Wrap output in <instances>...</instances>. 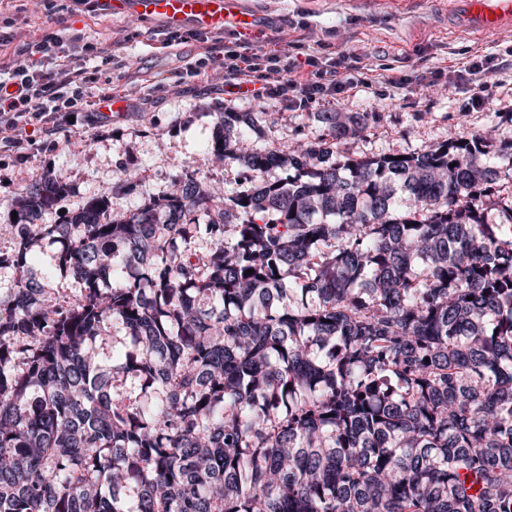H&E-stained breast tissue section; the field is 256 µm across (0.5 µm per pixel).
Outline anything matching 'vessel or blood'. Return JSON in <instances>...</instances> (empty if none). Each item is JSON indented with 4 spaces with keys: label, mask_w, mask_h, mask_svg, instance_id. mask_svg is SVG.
<instances>
[{
    "label": "vessel or blood",
    "mask_w": 512,
    "mask_h": 512,
    "mask_svg": "<svg viewBox=\"0 0 512 512\" xmlns=\"http://www.w3.org/2000/svg\"><path fill=\"white\" fill-rule=\"evenodd\" d=\"M112 8H127L146 19L196 30L220 29L229 22L244 32L259 26L258 18L241 10L236 0H112ZM452 22L462 30L494 32L512 24V0H458Z\"/></svg>",
    "instance_id": "b4317fda"
}]
</instances>
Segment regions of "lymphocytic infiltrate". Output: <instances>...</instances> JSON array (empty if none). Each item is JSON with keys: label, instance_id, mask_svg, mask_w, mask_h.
<instances>
[{"label": "lymphocytic infiltrate", "instance_id": "f902f5d3", "mask_svg": "<svg viewBox=\"0 0 512 512\" xmlns=\"http://www.w3.org/2000/svg\"><path fill=\"white\" fill-rule=\"evenodd\" d=\"M199 65L194 77L204 79L207 63L223 58L224 85L239 98L265 101L290 96L298 109L317 98L338 94L344 83L335 66L319 58L287 59L277 41L266 48H224L220 31L197 35ZM116 65L112 46L104 40L85 41L82 31L39 37L15 44L13 36H0V144L21 151L32 142V129L44 136L56 134L59 125L88 104L90 77L82 64L85 55Z\"/></svg>", "mask_w": 512, "mask_h": 512}]
</instances>
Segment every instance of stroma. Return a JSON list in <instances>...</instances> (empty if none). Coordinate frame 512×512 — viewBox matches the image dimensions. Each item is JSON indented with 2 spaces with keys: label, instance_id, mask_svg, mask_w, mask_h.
<instances>
[{
  "label": "stroma",
  "instance_id": "1",
  "mask_svg": "<svg viewBox=\"0 0 512 512\" xmlns=\"http://www.w3.org/2000/svg\"><path fill=\"white\" fill-rule=\"evenodd\" d=\"M26 12L0 31L52 35L67 28L103 33L123 62L116 85L128 91L127 108L104 115L81 112L56 133L54 149L35 143L23 155L0 148V248L12 243L11 213L20 189L40 175L62 174L69 192L40 223L59 224L65 213L103 191L113 211L136 213L161 197L180 175L197 173L210 193L223 194L237 181L235 169L213 163L215 115L269 112L273 121L254 139L256 148L325 136L315 112H375L362 134L336 145L351 157L418 151L461 132L492 129L496 142L512 141V27L483 36L462 35L448 25V0H240L260 17L253 42L279 37L289 54L335 61L346 88L317 99L307 110L284 99L258 103L224 93L220 64L210 80L188 69L198 59L193 32L162 47L165 23L134 12L112 13L106 0H83L81 12L45 9L42 0H23ZM481 62V73L471 65ZM488 82L489 95L474 105L475 84Z\"/></svg>",
  "mask_w": 512,
  "mask_h": 512
}]
</instances>
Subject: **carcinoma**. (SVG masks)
<instances>
[{
	"instance_id": "1",
	"label": "carcinoma",
	"mask_w": 512,
	"mask_h": 512,
	"mask_svg": "<svg viewBox=\"0 0 512 512\" xmlns=\"http://www.w3.org/2000/svg\"><path fill=\"white\" fill-rule=\"evenodd\" d=\"M315 118L342 141L378 115ZM265 122L218 114L222 202L186 173L36 224L66 179L20 190L0 512H512V143L341 159L257 149ZM45 244L75 293L29 269Z\"/></svg>"
}]
</instances>
